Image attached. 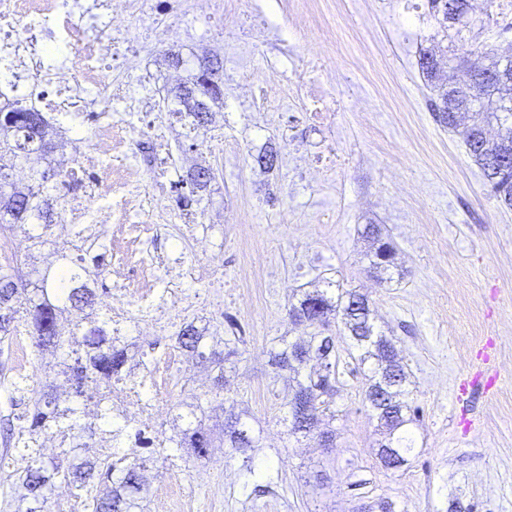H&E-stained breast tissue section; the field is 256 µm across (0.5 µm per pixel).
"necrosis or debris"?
Masks as SVG:
<instances>
[{"instance_id": "necrosis-or-debris-1", "label": "necrosis or debris", "mask_w": 512, "mask_h": 512, "mask_svg": "<svg viewBox=\"0 0 512 512\" xmlns=\"http://www.w3.org/2000/svg\"><path fill=\"white\" fill-rule=\"evenodd\" d=\"M146 39H189L199 56L211 47L208 37L191 38L179 0H0V110L20 102L45 112L55 144L48 163L64 178L53 217L57 234L75 245L106 239L112 333L122 337L178 335L196 309L186 284L224 279V252L193 212L144 188L146 177L162 185L179 170L171 146L184 137L199 135L204 162L223 153L224 115L215 113L203 132L185 117L142 120L148 90L133 95L123 86L139 70ZM146 138L157 152L150 172L139 157ZM163 239L169 250L160 248ZM190 367L187 352L173 344L141 380H113L114 421L162 437L169 421L159 400L177 390Z\"/></svg>"}]
</instances>
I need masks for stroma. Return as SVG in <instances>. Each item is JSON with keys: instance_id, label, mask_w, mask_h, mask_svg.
<instances>
[{"instance_id": "1", "label": "stroma", "mask_w": 512, "mask_h": 512, "mask_svg": "<svg viewBox=\"0 0 512 512\" xmlns=\"http://www.w3.org/2000/svg\"><path fill=\"white\" fill-rule=\"evenodd\" d=\"M304 16L308 34L294 31ZM427 0H261L214 39L224 89V171L206 187L168 186L224 242V285H193L198 309L224 338L239 336L226 367L227 401L261 437L253 463L268 493L243 488L233 451L204 464L152 460L184 485L180 512H356L378 498L398 512H512V209L483 185L461 137L440 125L419 65L432 42ZM145 48L153 104L166 95L168 52ZM324 120L311 124L309 87L325 69ZM276 150L273 170L253 158ZM385 228L397 272L369 271L364 225ZM316 288L366 295L376 332L395 340L419 420L406 465L384 466L376 413L365 399L371 365L350 359L340 319L327 329L350 370L327 428L336 446L291 431L288 386L267 357L308 335L288 310ZM486 369L495 381L460 393Z\"/></svg>"}]
</instances>
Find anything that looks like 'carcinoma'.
Segmentation results:
<instances>
[{
  "mask_svg": "<svg viewBox=\"0 0 512 512\" xmlns=\"http://www.w3.org/2000/svg\"><path fill=\"white\" fill-rule=\"evenodd\" d=\"M429 15L437 32L449 39L448 69L461 67L469 54L459 53L453 42L455 35L470 30L474 23L468 18V0H428ZM436 51L427 48L420 53L422 73L430 83L435 97L430 99L431 111L437 121L448 130L459 134L468 153L480 169L485 184L499 202L512 197V111L493 112L498 127L495 138L485 142L475 137L474 129L486 118L480 111L482 101L492 95L489 79L468 81L451 88L448 73L437 69ZM214 62L198 65L190 78L181 82L186 90L200 101L206 110L192 106L187 116L199 127L208 122L212 106L221 102L224 91L216 77ZM469 103L473 111L467 113L469 123L458 127L441 114V106L448 103ZM42 113L21 105L0 111V148L12 147L29 164H39L48 152L42 139ZM56 174L43 170L35 182L41 187L37 195L24 194L0 176V237L24 230L32 248L52 247L45 265L32 269V278L17 281L0 267V344L11 339L14 322L25 320L28 336L35 351H46L54 356L52 366L45 370V378L28 388L14 382L15 390L26 393L21 398L23 412L19 421L15 447L29 451L31 464L12 475L10 495L26 503L24 512H45L56 484L65 482L81 500L83 512H141L147 493L141 471L145 459L112 456V398L104 393L112 377L122 373L129 360V348L112 338L110 308L104 304L95 284L102 273L104 253L90 255L80 246L66 249L47 235L53 217V206L48 195L49 180ZM362 235L369 239L370 266L376 275L394 265L395 246L386 240L379 224H367ZM290 313L329 323L332 316H341L348 336L360 350L359 364L370 362L374 375L369 388L384 390L385 408L376 411L385 441L380 444L379 456L386 461L385 449L392 448L406 464L414 449V438L407 426L416 422V414L405 401L408 373L398 358L393 339L377 334L370 321L367 299L351 290L333 298L328 292L316 289L308 292L291 306ZM180 347L192 353L213 370L210 390L193 396L185 404L186 411L172 417L175 434L161 445L162 453L196 454L206 456L213 447L211 430L204 419L208 406L224 393V368L236 350L224 351L207 345L205 338L188 325L172 337ZM269 362L279 371L293 374L286 407L293 408L298 397L307 396L311 419L320 424L327 410L328 400L337 392L340 383V356L336 344H328L322 333L282 348L270 350ZM55 431L67 449L60 455L45 460L40 453L38 439L47 431ZM222 441L233 452L243 455L247 473L256 475L252 460L246 456L258 447L259 438L244 428L240 416L232 413L222 426Z\"/></svg>",
  "mask_w": 512,
  "mask_h": 512,
  "instance_id": "cac0c4a2",
  "label": "carcinoma"
}]
</instances>
